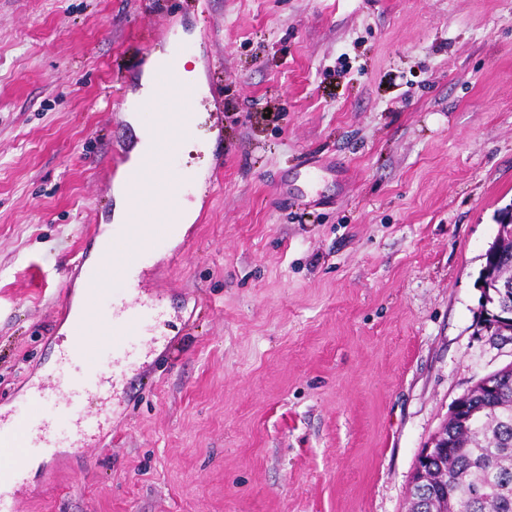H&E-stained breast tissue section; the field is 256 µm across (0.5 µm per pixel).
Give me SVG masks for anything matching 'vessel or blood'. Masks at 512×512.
Segmentation results:
<instances>
[{
    "mask_svg": "<svg viewBox=\"0 0 512 512\" xmlns=\"http://www.w3.org/2000/svg\"><path fill=\"white\" fill-rule=\"evenodd\" d=\"M154 85V93L142 100L141 107L150 113L155 134L141 164L120 173L132 219L108 233L94 230L89 238L96 267L85 283L79 313L69 320L71 343L61 360L56 415L47 417L48 399L37 389L25 398V414L0 417V512H14L16 499L28 491L29 449H39L49 460L59 455V421L75 424L69 446L81 447L91 426L81 419V408L111 393L122 363L134 356V337L143 333L145 306L133 305L117 315L105 308L104 301L113 284L129 280L147 256L164 255V246L176 231L184 196L191 189L187 177L176 176V160L181 141L193 132L198 104L195 90L175 68L158 70Z\"/></svg>",
    "mask_w": 512,
    "mask_h": 512,
    "instance_id": "obj_1",
    "label": "vessel or blood"
}]
</instances>
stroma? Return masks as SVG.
Instances as JSON below:
<instances>
[{"label": "stroma", "mask_w": 512, "mask_h": 512, "mask_svg": "<svg viewBox=\"0 0 512 512\" xmlns=\"http://www.w3.org/2000/svg\"><path fill=\"white\" fill-rule=\"evenodd\" d=\"M174 30L209 146L179 168L214 187L113 289L159 314L17 512H406L421 449L512 365L478 284L512 213V0H0V413L56 392Z\"/></svg>", "instance_id": "1"}]
</instances>
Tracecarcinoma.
<instances>
[{
    "label": "carcinoma",
    "instance_id": "1",
    "mask_svg": "<svg viewBox=\"0 0 512 512\" xmlns=\"http://www.w3.org/2000/svg\"><path fill=\"white\" fill-rule=\"evenodd\" d=\"M512 277V224L481 272L483 306L495 307L501 280ZM474 420L462 426L448 419L453 443L445 469L448 512H512V382L493 397L469 400Z\"/></svg>",
    "mask_w": 512,
    "mask_h": 512
}]
</instances>
